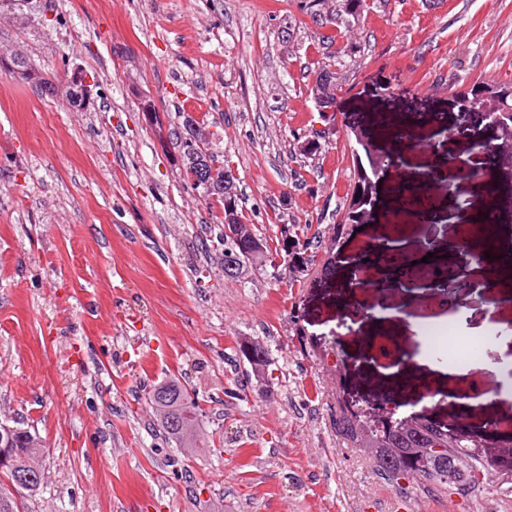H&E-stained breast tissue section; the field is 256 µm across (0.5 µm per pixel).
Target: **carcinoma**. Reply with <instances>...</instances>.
Masks as SVG:
<instances>
[{"label": "carcinoma", "mask_w": 512, "mask_h": 512, "mask_svg": "<svg viewBox=\"0 0 512 512\" xmlns=\"http://www.w3.org/2000/svg\"><path fill=\"white\" fill-rule=\"evenodd\" d=\"M298 10L320 28L315 49L321 51V58L313 62L309 75L321 86L328 88V101L325 106L335 104V93L340 73L336 66L335 52L330 47L336 38L353 31L356 20L368 7L367 0H297ZM12 77L39 88L46 96H56L57 86L49 74L30 65L23 56L14 57ZM472 100L483 104L484 100H495L497 112L512 114V84L478 83L470 89ZM205 123L197 128H184L180 137L182 165L187 177L199 179L193 189L200 184L209 185L204 198L220 206L222 210L232 208L231 221L239 225L237 237L220 228L217 242L224 246V258L235 254L242 257L254 251H265L270 261L280 257L285 259L293 252L287 250V239L281 237L270 243L250 225L244 223L240 206L241 193L235 198L224 197V170L229 168L215 152L211 151L210 138L204 134ZM238 352L250 365L256 383L272 386L269 350L262 343L246 339L238 346ZM147 401L159 414L160 427L164 438L176 443L180 448H211L224 446L223 438L205 440L198 430L190 433L180 431V424L190 419V414L201 411L197 398L191 396L183 383L170 379L153 385L147 392ZM336 432L350 448H371V461L378 474L390 485L404 491H412L426 496H452L471 484L479 472H487V463L475 451V445L467 435L458 429L440 423L424 421L412 425L407 419H395L388 415L387 423L380 425L365 411H353L346 405L339 406L335 413ZM11 443L12 466L0 468V512H23L24 504L15 493L22 490L37 492L43 481H32L20 488H11L18 472H32L38 468L37 460L44 456L46 445L42 437L20 422L9 424L0 422V446ZM451 448L450 454H439L437 449Z\"/></svg>", "instance_id": "cac0c4a2"}]
</instances>
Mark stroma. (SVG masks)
I'll return each mask as SVG.
<instances>
[{
    "mask_svg": "<svg viewBox=\"0 0 512 512\" xmlns=\"http://www.w3.org/2000/svg\"><path fill=\"white\" fill-rule=\"evenodd\" d=\"M295 0H28L0 10V45L65 76L82 70L92 99L71 108L0 73V421H24L47 446L46 481L25 512H448L444 498L402 501L333 426L340 401L403 396L363 357L374 337L427 353L413 303L368 294V321L340 288L342 251L395 232L393 183L381 178L373 224L343 223L357 179L353 126L387 146L380 117H460L496 142L469 93L512 83V0H374L337 39L335 109L308 95L317 29ZM239 178L248 223L317 237L314 266L225 278L210 247L223 218L184 179L174 135L183 113ZM317 155H299L304 139ZM512 332V273L483 295ZM265 345L274 386L260 388L236 350ZM349 361L346 371L338 362ZM185 381L203 401L220 454L182 458L144 398ZM433 416L464 413L480 430L512 397L462 409L447 377Z\"/></svg>",
    "mask_w": 512,
    "mask_h": 512,
    "instance_id": "obj_1",
    "label": "stroma"
}]
</instances>
